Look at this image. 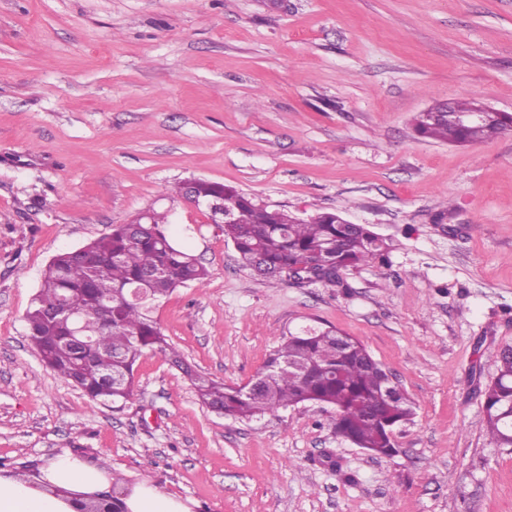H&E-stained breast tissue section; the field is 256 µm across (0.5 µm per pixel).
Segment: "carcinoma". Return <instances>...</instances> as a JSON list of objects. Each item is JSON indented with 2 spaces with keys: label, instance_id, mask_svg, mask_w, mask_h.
I'll return each instance as SVG.
<instances>
[{
  "label": "carcinoma",
  "instance_id": "1",
  "mask_svg": "<svg viewBox=\"0 0 512 512\" xmlns=\"http://www.w3.org/2000/svg\"><path fill=\"white\" fill-rule=\"evenodd\" d=\"M479 106L475 99L437 102L418 113L414 131L468 145L512 130V115L504 112L483 124L466 123L464 114ZM193 195L201 201L222 195L234 207L235 222L221 225L224 237L242 266L263 281H284L301 266L308 284L346 288V275L364 265L388 264L395 248L392 239L333 211L302 219L201 178ZM149 212L144 223L119 224L106 236L57 253L46 266L25 316L26 336L46 367L91 400L117 404L133 395L139 358L159 355L190 379L198 400L215 413L250 420L288 406L319 404L334 410L336 434L377 456L394 455V429L414 414L413 402L357 339L332 326L306 325L289 333L244 386L226 387L192 370L167 341L152 309L176 289L203 282L208 272L165 233L168 213L153 207ZM76 326L93 331L94 355L72 346ZM482 396L491 441L512 450V346L499 352L497 373ZM90 504L97 512H125L117 494Z\"/></svg>",
  "mask_w": 512,
  "mask_h": 512
}]
</instances>
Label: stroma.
Wrapping results in <instances>:
<instances>
[{"instance_id":"stroma-1","label":"stroma","mask_w":512,"mask_h":512,"mask_svg":"<svg viewBox=\"0 0 512 512\" xmlns=\"http://www.w3.org/2000/svg\"><path fill=\"white\" fill-rule=\"evenodd\" d=\"M462 97L512 114V0H0V463L71 453L191 512H512L481 396L512 346V131H413ZM191 177L398 247L345 289L259 280L172 199ZM151 207L208 270L154 313L186 363L238 387L287 333L336 327L414 404L396 456L317 404L224 418L157 355L117 405L42 363L24 316L50 259Z\"/></svg>"}]
</instances>
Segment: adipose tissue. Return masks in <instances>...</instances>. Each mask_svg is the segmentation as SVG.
<instances>
[{
    "label": "adipose tissue",
    "instance_id": "ef3b65f1",
    "mask_svg": "<svg viewBox=\"0 0 512 512\" xmlns=\"http://www.w3.org/2000/svg\"><path fill=\"white\" fill-rule=\"evenodd\" d=\"M107 469L63 454L41 468L38 477L0 475V512H74L69 496L93 495L110 489ZM128 512H188L184 504L141 483L124 498Z\"/></svg>",
    "mask_w": 512,
    "mask_h": 512
}]
</instances>
